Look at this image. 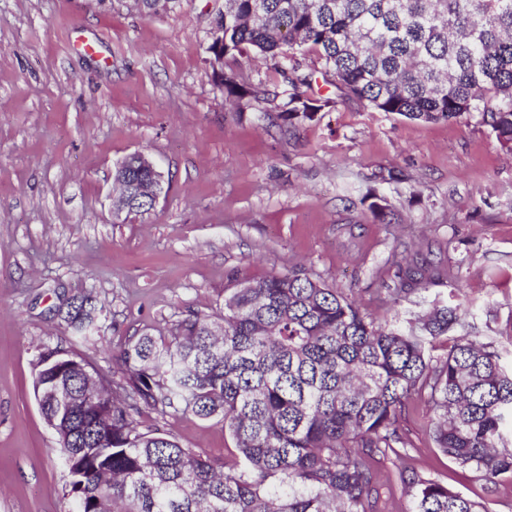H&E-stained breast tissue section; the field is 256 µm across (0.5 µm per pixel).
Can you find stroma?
<instances>
[{
  "label": "stroma",
  "mask_w": 512,
  "mask_h": 512,
  "mask_svg": "<svg viewBox=\"0 0 512 512\" xmlns=\"http://www.w3.org/2000/svg\"><path fill=\"white\" fill-rule=\"evenodd\" d=\"M224 0H0V512H73L69 474L34 398L40 351L115 370L132 337L169 340L187 312L219 315L237 282L300 264L363 312L409 318L462 282L483 340L512 341V157L477 118L423 122L337 99L291 132L229 101L208 62ZM147 154L163 192L142 215L112 209L113 171ZM384 206L380 221L371 203ZM446 275L392 304L409 263ZM90 291L98 332L54 309ZM426 397L403 419V459L377 465L382 512H408L400 470L512 512V481H477L435 447ZM214 460L222 423L159 418Z\"/></svg>",
  "instance_id": "obj_1"
}]
</instances>
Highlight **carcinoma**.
Wrapping results in <instances>:
<instances>
[{
    "mask_svg": "<svg viewBox=\"0 0 512 512\" xmlns=\"http://www.w3.org/2000/svg\"><path fill=\"white\" fill-rule=\"evenodd\" d=\"M224 26L208 32L224 55L250 48L273 62L284 89L219 78L227 95L274 105L291 129L331 106L304 90L323 80L341 97L408 119L479 118L512 154V0H226ZM314 51L322 68L302 67ZM150 178L132 154L114 170L125 213L154 207L139 193ZM431 279L409 269L398 295ZM91 293L66 299L63 319L95 328ZM460 299L402 326L364 313L302 265L224 292V314L189 313L168 342L147 334L119 358L122 382L74 371V357L48 348L36 362L46 389L68 387L60 408L45 396V420L76 512H380L377 458L407 452L401 419L427 394L436 448L477 481L512 480V367L494 342L469 331ZM452 338L434 358V342ZM144 408L217 419L236 456L216 462L160 428H138ZM410 512H490L483 501L414 473L401 475Z\"/></svg>",
    "mask_w": 512,
    "mask_h": 512,
    "instance_id": "cac0c4a2",
    "label": "carcinoma"
}]
</instances>
